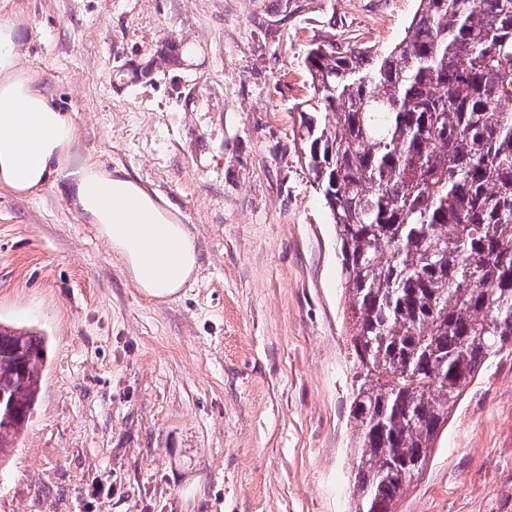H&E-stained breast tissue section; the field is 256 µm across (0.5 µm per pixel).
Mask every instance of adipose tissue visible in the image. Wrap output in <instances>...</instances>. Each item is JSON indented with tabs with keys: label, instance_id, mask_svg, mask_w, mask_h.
Segmentation results:
<instances>
[{
	"label": "adipose tissue",
	"instance_id": "adipose-tissue-1",
	"mask_svg": "<svg viewBox=\"0 0 512 512\" xmlns=\"http://www.w3.org/2000/svg\"><path fill=\"white\" fill-rule=\"evenodd\" d=\"M19 48L16 23L0 17V185L26 195L68 176L74 207L122 257L136 287L160 301L177 295L197 269L189 228L125 173L72 162L75 127L19 67Z\"/></svg>",
	"mask_w": 512,
	"mask_h": 512
}]
</instances>
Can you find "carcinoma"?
Segmentation results:
<instances>
[{
	"label": "carcinoma",
	"mask_w": 512,
	"mask_h": 512,
	"mask_svg": "<svg viewBox=\"0 0 512 512\" xmlns=\"http://www.w3.org/2000/svg\"><path fill=\"white\" fill-rule=\"evenodd\" d=\"M302 157L340 246L357 361L354 512H395L512 336V0H420L382 52L312 48ZM45 338L0 326V458Z\"/></svg>",
	"instance_id": "1"
}]
</instances>
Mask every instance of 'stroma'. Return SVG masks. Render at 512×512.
Returning <instances> with one entry per match:
<instances>
[{
  "label": "stroma",
  "instance_id": "35a3bbf8",
  "mask_svg": "<svg viewBox=\"0 0 512 512\" xmlns=\"http://www.w3.org/2000/svg\"><path fill=\"white\" fill-rule=\"evenodd\" d=\"M419 0H0L79 157L190 227L160 303L65 181L0 186V323L45 338L0 512H352L353 360L336 233L298 139L313 44L381 50ZM398 512H512V346Z\"/></svg>",
  "mask_w": 512,
  "mask_h": 512
}]
</instances>
